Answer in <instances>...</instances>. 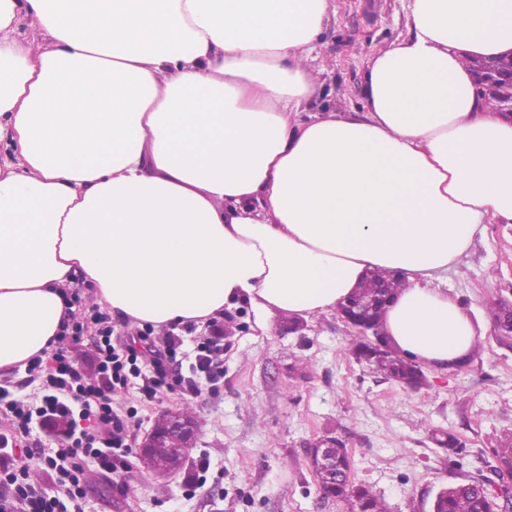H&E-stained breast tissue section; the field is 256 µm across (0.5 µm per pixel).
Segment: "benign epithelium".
Wrapping results in <instances>:
<instances>
[{
	"mask_svg": "<svg viewBox=\"0 0 512 512\" xmlns=\"http://www.w3.org/2000/svg\"><path fill=\"white\" fill-rule=\"evenodd\" d=\"M481 92L497 101L499 110L512 116V71L498 68L492 60H481L474 69ZM379 306L376 298L347 297L338 307V313L351 327L366 336L379 335L374 327V315ZM196 433V421L187 413L168 411L162 414L151 430L144 436L139 453L147 468L156 474L166 475L176 471L178 463L187 460ZM349 456L345 442L327 434L315 440L308 448V459L318 477V485L336 481L344 473V458Z\"/></svg>",
	"mask_w": 512,
	"mask_h": 512,
	"instance_id": "benign-epithelium-1",
	"label": "benign epithelium"
}]
</instances>
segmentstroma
I'll return each instance as SVG.
<instances>
[{
    "label": "stroma",
    "mask_w": 512,
    "mask_h": 512,
    "mask_svg": "<svg viewBox=\"0 0 512 512\" xmlns=\"http://www.w3.org/2000/svg\"><path fill=\"white\" fill-rule=\"evenodd\" d=\"M335 4L318 47L334 66L321 77L316 105L356 112L371 55L407 34L408 0ZM443 282L484 334L469 367H425L428 384L416 392L345 357L353 330L334 310L306 319L299 331L284 318L264 331L242 307L182 334L190 359L198 342L221 340L219 374L195 373V392L175 386L151 401L144 377H133L113 408L130 415L135 447L165 410L195 416L188 463L158 477L138 458L129 469L114 461L109 471L86 459L82 512H346L345 502L323 498L308 462V444L327 430L347 443L351 482L369 487L390 512H431L443 488L470 480L512 488V338L497 335L488 311L491 302L512 300V224L481 225ZM69 293L84 329L68 338V355L95 381L97 338L85 318L97 299L81 283ZM446 432L464 445L453 464L434 440ZM64 442L63 427L38 424L23 443L0 449V458L24 468L36 492L54 495L59 484L48 458Z\"/></svg>",
    "instance_id": "stroma-1"
}]
</instances>
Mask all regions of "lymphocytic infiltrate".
Listing matches in <instances>:
<instances>
[{"mask_svg": "<svg viewBox=\"0 0 512 512\" xmlns=\"http://www.w3.org/2000/svg\"><path fill=\"white\" fill-rule=\"evenodd\" d=\"M97 327L100 353L97 371L98 383H83L80 373L73 367L64 353L63 346H56L44 360H36L29 366L30 372L44 377L49 393L40 410L41 415L63 419L69 427H77L78 420L88 421L86 429H78L79 435L70 445L59 449L57 470L68 486L64 496L39 495L20 479L9 462H0V473L12 487L9 495H0V512H69L67 501L77 500L83 481V455L94 453L96 441H103L104 452L96 453L104 469H111L113 454L127 457L133 455L131 444L119 437L100 439L101 428H122L121 418L112 408V395L118 386L124 385L126 361L112 344V325L108 314L98 312L93 317ZM80 403V412H73L72 403Z\"/></svg>", "mask_w": 512, "mask_h": 512, "instance_id": "1", "label": "lymphocytic infiltrate"}]
</instances>
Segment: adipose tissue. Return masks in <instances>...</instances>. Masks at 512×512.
<instances>
[{
    "label": "adipose tissue",
    "mask_w": 512,
    "mask_h": 512,
    "mask_svg": "<svg viewBox=\"0 0 512 512\" xmlns=\"http://www.w3.org/2000/svg\"><path fill=\"white\" fill-rule=\"evenodd\" d=\"M333 11L0 0V377L51 349L78 280L133 325L245 303L266 330L379 270L405 283L392 344L468 359L478 332L435 280L480 224H512V121L472 68L512 52V0H410L359 112L312 108Z\"/></svg>",
    "instance_id": "1"
}]
</instances>
